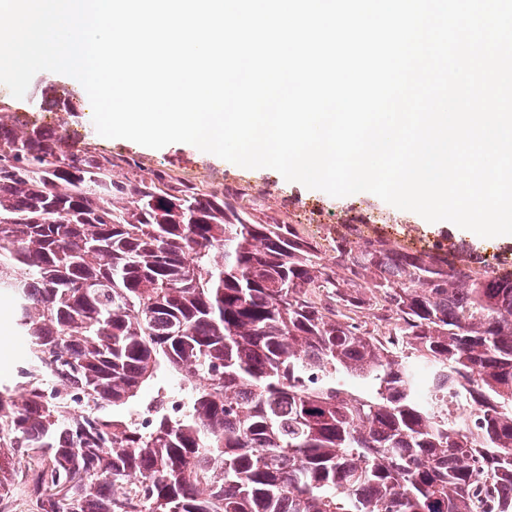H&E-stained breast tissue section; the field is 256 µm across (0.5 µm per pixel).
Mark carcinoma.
Segmentation results:
<instances>
[{"label":"carcinoma","mask_w":512,"mask_h":512,"mask_svg":"<svg viewBox=\"0 0 512 512\" xmlns=\"http://www.w3.org/2000/svg\"><path fill=\"white\" fill-rule=\"evenodd\" d=\"M37 105L75 111L52 87ZM113 167L0 111V296L27 346L0 387V502L23 484L38 512H512L511 269L351 224L326 262L232 188ZM173 377L179 414L111 413ZM450 390L470 422L432 404Z\"/></svg>","instance_id":"1"}]
</instances>
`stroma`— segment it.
Here are the masks:
<instances>
[{"label": "stroma", "mask_w": 512, "mask_h": 512, "mask_svg": "<svg viewBox=\"0 0 512 512\" xmlns=\"http://www.w3.org/2000/svg\"><path fill=\"white\" fill-rule=\"evenodd\" d=\"M90 111L91 103L84 96L75 113L45 112L41 119L51 127L69 122L77 148L118 160L114 170L118 178L147 179L163 170L205 192L232 188L239 191V203L247 210L294 225L300 235L324 248L339 231L337 218H355L361 240L384 238L395 247L419 251L438 244L467 263L494 252L501 266L512 269V237L482 238L447 222L431 223L369 192L333 197L287 181L273 169L240 167L186 143L152 149L127 139L104 138L92 128Z\"/></svg>", "instance_id": "1"}]
</instances>
